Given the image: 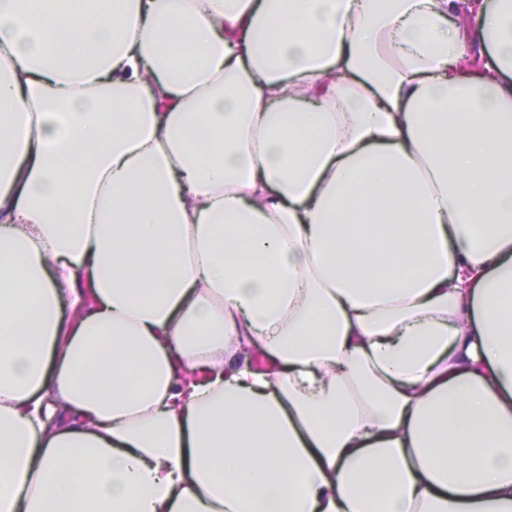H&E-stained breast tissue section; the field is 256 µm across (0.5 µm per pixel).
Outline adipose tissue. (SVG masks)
<instances>
[{"mask_svg": "<svg viewBox=\"0 0 512 512\" xmlns=\"http://www.w3.org/2000/svg\"><path fill=\"white\" fill-rule=\"evenodd\" d=\"M0 512H512V0H0Z\"/></svg>", "mask_w": 512, "mask_h": 512, "instance_id": "ef3b65f1", "label": "adipose tissue"}]
</instances>
